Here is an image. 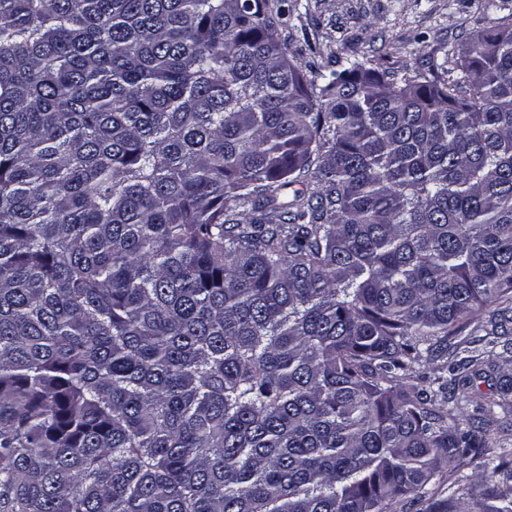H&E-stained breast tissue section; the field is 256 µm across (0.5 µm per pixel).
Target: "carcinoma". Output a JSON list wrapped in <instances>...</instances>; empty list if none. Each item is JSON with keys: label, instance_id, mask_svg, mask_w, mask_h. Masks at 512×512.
I'll return each mask as SVG.
<instances>
[{"label": "carcinoma", "instance_id": "cac0c4a2", "mask_svg": "<svg viewBox=\"0 0 512 512\" xmlns=\"http://www.w3.org/2000/svg\"><path fill=\"white\" fill-rule=\"evenodd\" d=\"M502 298L512 14L309 75L269 0H0V512H512L427 490L493 360L411 382ZM446 356L436 361H423L420 366H416L417 372L415 373L419 380H416L420 384V387L427 389L428 391L437 389V382L434 378L440 375L438 367L446 366Z\"/></svg>", "mask_w": 512, "mask_h": 512}]
</instances>
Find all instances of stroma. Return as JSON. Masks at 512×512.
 <instances>
[{
	"instance_id": "1",
	"label": "stroma",
	"mask_w": 512,
	"mask_h": 512,
	"mask_svg": "<svg viewBox=\"0 0 512 512\" xmlns=\"http://www.w3.org/2000/svg\"><path fill=\"white\" fill-rule=\"evenodd\" d=\"M282 13V30L302 69L335 68L355 57L366 69H401L442 61L473 31L512 13V0H271ZM495 377L474 382L471 400L453 403L464 422H482L488 454L512 448V411H476L477 400L495 392Z\"/></svg>"
}]
</instances>
